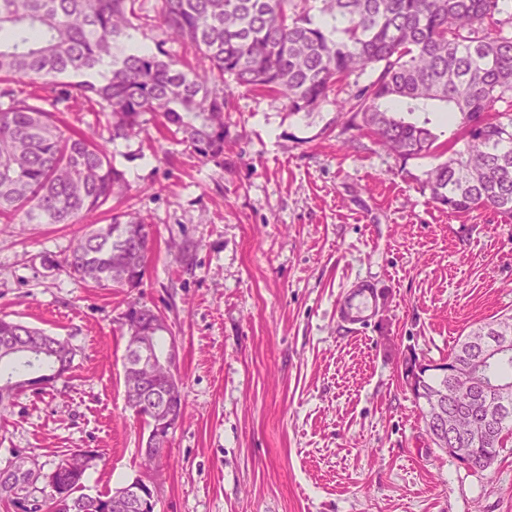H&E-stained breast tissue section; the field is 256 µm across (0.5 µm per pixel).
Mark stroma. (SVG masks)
<instances>
[{
    "label": "stroma",
    "mask_w": 512,
    "mask_h": 512,
    "mask_svg": "<svg viewBox=\"0 0 512 512\" xmlns=\"http://www.w3.org/2000/svg\"><path fill=\"white\" fill-rule=\"evenodd\" d=\"M224 160L149 125L113 203L152 224L139 288L102 289L61 265L80 224H0V316L76 352L53 391L0 413V470L96 450L88 494L140 477L155 512H512V444L467 469L437 448L402 375L442 362L469 330L512 313V218L430 198L436 156L402 159L332 102L225 88ZM373 281L356 330L342 295ZM162 314L185 398L164 456L125 399L123 313Z\"/></svg>",
    "instance_id": "1"
}]
</instances>
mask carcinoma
I'll return each mask as SVG.
<instances>
[{"instance_id":"1","label":"carcinoma","mask_w":512,"mask_h":512,"mask_svg":"<svg viewBox=\"0 0 512 512\" xmlns=\"http://www.w3.org/2000/svg\"><path fill=\"white\" fill-rule=\"evenodd\" d=\"M139 2L0 0L1 224H77L94 216L128 184L118 145L150 123L201 160L224 158L230 82L279 94L299 113L326 101L353 74L368 75L367 83L334 98L336 111L404 159L438 149L430 120L405 115L446 107L448 127L457 128L464 149L427 173L433 202L453 213L487 209L512 217V12L504 0H155L164 39L153 49L134 46ZM328 18L336 20L330 29ZM169 42L193 46L209 66L179 69L165 49ZM19 83L32 90L17 95L12 85ZM46 89L56 102L77 91L106 124L88 133L64 128L47 108ZM152 241L146 218L117 212L107 224L88 225L63 266L99 288H137ZM124 317L150 337L157 358H168L159 312L135 302ZM26 343L42 344V354H0V382L21 379L42 392L72 369L70 346L1 317L0 347ZM415 363L405 360L404 377L448 391L443 367L417 374ZM488 373L512 383V355L488 365ZM145 401L130 407L150 432L164 403L184 409L178 388H160ZM504 401L493 441L474 444L481 455L498 456L512 439V395ZM78 455L76 449L55 456L56 492L25 512H69L66 498L84 490L91 469ZM113 493L96 495L79 512H115Z\"/></svg>"}]
</instances>
